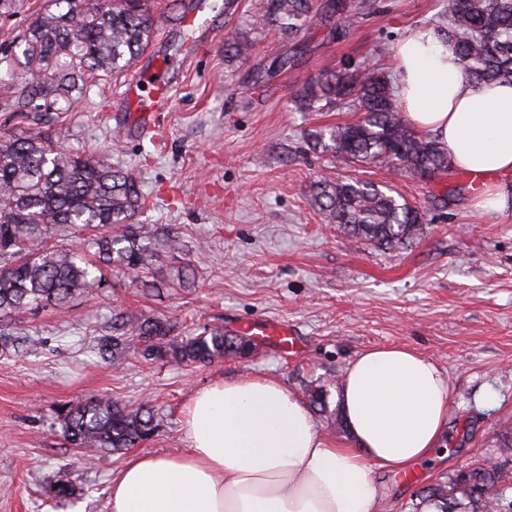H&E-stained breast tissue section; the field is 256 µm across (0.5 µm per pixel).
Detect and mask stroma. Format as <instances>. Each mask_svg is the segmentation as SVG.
<instances>
[{
	"mask_svg": "<svg viewBox=\"0 0 512 512\" xmlns=\"http://www.w3.org/2000/svg\"><path fill=\"white\" fill-rule=\"evenodd\" d=\"M232 19L224 0H148L159 23L139 62H165L170 109L162 126L133 131L120 91L125 74H98L84 97L39 127L33 113L0 109V134L42 129L46 137L135 171L145 197L135 221L163 238L176 232L183 252L158 253L161 292L129 274L107 272V288L76 297L68 314L46 310L8 324L29 337L20 352L0 351V512H107L112 475L127 452L86 465L65 439L57 412L65 404L107 395L135 407L150 403L158 428L141 453L182 448V418L191 393L217 380L260 374L306 394L323 387L329 412H315L320 433L347 439L332 411L342 377L358 353L407 347L431 360L451 387L446 456L415 465L417 480L374 476L382 512H412L421 487L447 480L481 456L512 473V451L495 437L512 429V211L478 212L457 176L419 179L385 168L356 176L393 186L423 209V233L381 251L347 240L322 223L308 199L311 182L337 174L331 155L312 148L310 133L352 121L353 113L299 112L296 91L342 60L372 63L377 46H395L409 30L438 20L446 0H375L347 35H305L301 65L254 83L257 69L289 49L263 24V0H238ZM54 0H0V83L23 88L25 38ZM202 13L209 27L187 25ZM254 43L252 56H226L224 31ZM192 267L194 282L176 280ZM129 309L175 325V338L204 329L241 331L256 320L287 323L301 341L290 357L259 350L208 365L147 359L129 349L100 359L91 346L112 337V316ZM63 478L85 487L76 503L47 500L45 485Z\"/></svg>",
	"mask_w": 512,
	"mask_h": 512,
	"instance_id": "1",
	"label": "stroma"
}]
</instances>
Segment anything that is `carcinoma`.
Instances as JSON below:
<instances>
[{"mask_svg":"<svg viewBox=\"0 0 512 512\" xmlns=\"http://www.w3.org/2000/svg\"><path fill=\"white\" fill-rule=\"evenodd\" d=\"M374 9L373 0H265L264 18L292 42L280 68L297 66L304 47L296 38L313 26L336 36ZM155 18L145 0H101L82 20L71 13L47 12L38 17L26 39V63L51 71L43 81L22 91L4 84L0 105L6 110L37 109L34 101L49 95L68 103L79 100L97 72L117 73L129 67L148 47ZM455 47L466 82L480 88L490 82L512 83V0H448L438 25ZM253 42L238 33L224 34L231 56L247 60ZM69 58V72L56 71ZM301 112L346 109L360 116L311 138V145L350 166H389L413 177L453 171L448 153L428 135L410 127L394 94L390 76L377 66L349 64L321 74L297 95ZM311 203L329 224L378 250H391L423 233L425 213L402 195L353 176L338 175L311 187ZM144 204L137 176L90 155L78 156L41 133L0 136V318L41 309L61 313L78 295L102 287V269L117 267L142 279L154 257L153 243L133 219ZM94 227L99 233L83 237ZM112 344L122 354L131 342L152 358L208 364L226 357H244L256 350L250 339L222 330H206L175 340L170 321L132 313L112 317ZM67 440L92 460L97 454L133 448L157 429L151 410H130L110 399L91 397L68 404L60 413ZM512 483L497 467L475 466L420 492L412 512L434 506L437 512H502ZM79 488L71 481L49 487L51 499H69Z\"/></svg>","mask_w":512,"mask_h":512,"instance_id":"carcinoma-1","label":"carcinoma"}]
</instances>
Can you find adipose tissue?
<instances>
[{
  "mask_svg": "<svg viewBox=\"0 0 512 512\" xmlns=\"http://www.w3.org/2000/svg\"><path fill=\"white\" fill-rule=\"evenodd\" d=\"M393 64L406 123L484 178L478 209L512 210V83L468 86L431 27L400 40ZM448 403L439 369L406 347L367 349L346 369V443L322 438L306 402L272 378L217 381L191 394L180 452L131 455L113 475L109 512H378L373 469L430 457Z\"/></svg>",
  "mask_w": 512,
  "mask_h": 512,
  "instance_id": "adipose-tissue-1",
  "label": "adipose tissue"
}]
</instances>
